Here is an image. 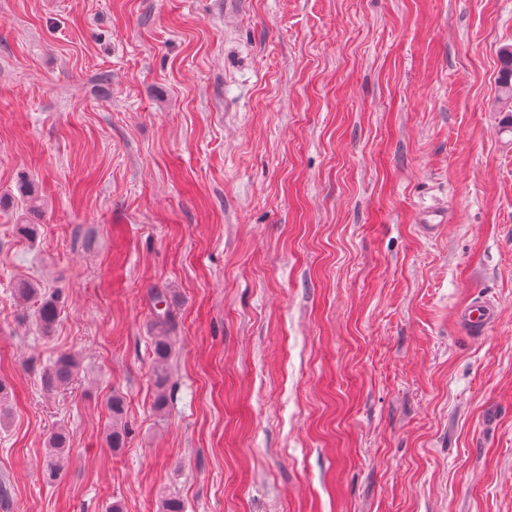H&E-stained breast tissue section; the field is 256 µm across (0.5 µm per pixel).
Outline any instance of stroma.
Returning <instances> with one entry per match:
<instances>
[{"label":"stroma","instance_id":"35a3bbf8","mask_svg":"<svg viewBox=\"0 0 512 512\" xmlns=\"http://www.w3.org/2000/svg\"><path fill=\"white\" fill-rule=\"evenodd\" d=\"M506 44L512 0H0V512H512ZM460 316L472 334L481 335L495 321L496 311L492 306L476 301L463 308ZM171 325V316L167 311L156 315L155 327L159 329L158 336H155L153 344L155 382L162 387L166 380L167 362L171 356V336L167 330ZM76 370L75 360L67 355L60 356L55 363L44 371L42 381L47 389L67 385ZM108 407L110 411L112 412V433L110 434V443L112 445V448H122L126 431L125 429H121L118 427L117 420L120 418V416L123 414L124 410V400L122 396L112 394V396L109 397L107 401ZM68 446L69 434L65 430L59 429L49 436L48 451L44 460L47 480L53 481L59 474Z\"/></svg>","mask_w":512,"mask_h":512}]
</instances>
